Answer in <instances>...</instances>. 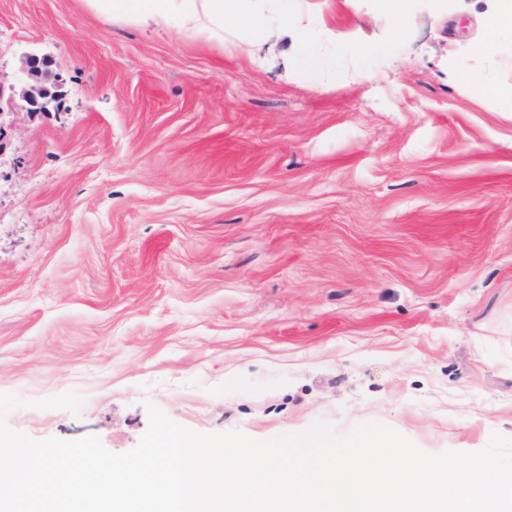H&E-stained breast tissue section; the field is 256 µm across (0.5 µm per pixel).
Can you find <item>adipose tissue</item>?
I'll return each mask as SVG.
<instances>
[{"label":"adipose tissue","instance_id":"1","mask_svg":"<svg viewBox=\"0 0 512 512\" xmlns=\"http://www.w3.org/2000/svg\"><path fill=\"white\" fill-rule=\"evenodd\" d=\"M101 17L138 26L172 29L177 38L202 37L221 47L247 49L253 62L302 63L310 72H331L334 58L312 52L303 37L304 0H87ZM512 32V0H487L483 36L474 49L489 53Z\"/></svg>","mask_w":512,"mask_h":512}]
</instances>
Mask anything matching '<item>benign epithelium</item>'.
<instances>
[{
    "label": "benign epithelium",
    "instance_id": "benign-epithelium-1",
    "mask_svg": "<svg viewBox=\"0 0 512 512\" xmlns=\"http://www.w3.org/2000/svg\"><path fill=\"white\" fill-rule=\"evenodd\" d=\"M57 74L51 63L35 54H25L19 60L15 84L10 87L11 94L4 93L0 85V112L3 105H12L14 94L33 108H44L57 98Z\"/></svg>",
    "mask_w": 512,
    "mask_h": 512
}]
</instances>
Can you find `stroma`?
<instances>
[{
	"instance_id": "obj_1",
	"label": "stroma",
	"mask_w": 512,
	"mask_h": 512,
	"mask_svg": "<svg viewBox=\"0 0 512 512\" xmlns=\"http://www.w3.org/2000/svg\"><path fill=\"white\" fill-rule=\"evenodd\" d=\"M306 2L336 31L329 77L86 0H0V84L25 52L61 83L0 115L11 429L122 453L150 402L259 441L319 421L429 453L512 438V33L474 52L485 0H412L402 23ZM70 390L79 412L31 406Z\"/></svg>"
}]
</instances>
